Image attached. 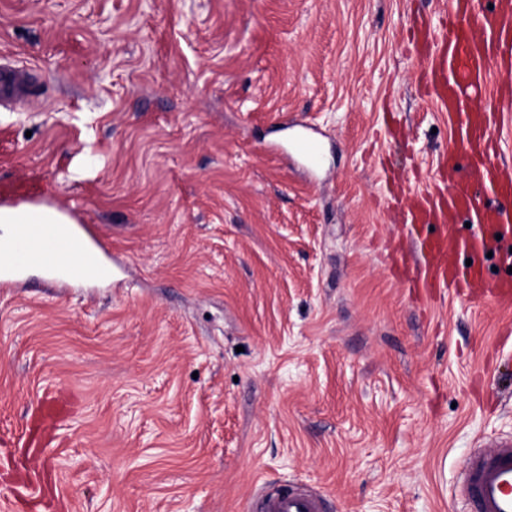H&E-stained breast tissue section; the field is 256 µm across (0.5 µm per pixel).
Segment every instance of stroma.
<instances>
[{"label": "stroma", "instance_id": "stroma-1", "mask_svg": "<svg viewBox=\"0 0 512 512\" xmlns=\"http://www.w3.org/2000/svg\"><path fill=\"white\" fill-rule=\"evenodd\" d=\"M437 0H0V197L103 232L119 283L0 292V512H460L512 438V307L426 295L393 196L453 137ZM315 138L320 167L295 157ZM27 72L23 66L1 64L0 66V100L7 101L25 92ZM260 512H324L319 497L310 492L281 490L261 498Z\"/></svg>", "mask_w": 512, "mask_h": 512}]
</instances>
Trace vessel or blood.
Listing matches in <instances>:
<instances>
[{
    "instance_id": "1",
    "label": "vessel or blood",
    "mask_w": 512,
    "mask_h": 512,
    "mask_svg": "<svg viewBox=\"0 0 512 512\" xmlns=\"http://www.w3.org/2000/svg\"><path fill=\"white\" fill-rule=\"evenodd\" d=\"M439 27H425L423 42L432 47L426 75L436 99L447 111L455 135L443 155L448 169V195L443 204L413 200L405 221L420 233L421 257L416 282L425 290L452 288L498 306L512 304V276L490 278L483 263L497 257L512 266V169L499 162L490 122L475 109L497 69L501 88L512 87V0H442ZM27 72L11 63L0 66V100L25 92ZM467 214L473 227L461 236L450 216ZM93 224H15L0 243V288L19 280L21 270L38 267L45 287H67L72 278L107 283L114 267ZM471 264L459 267L460 255ZM460 494L463 512H512V439L491 449L474 450L464 470ZM261 512H323L316 494L281 490L264 494Z\"/></svg>"
}]
</instances>
